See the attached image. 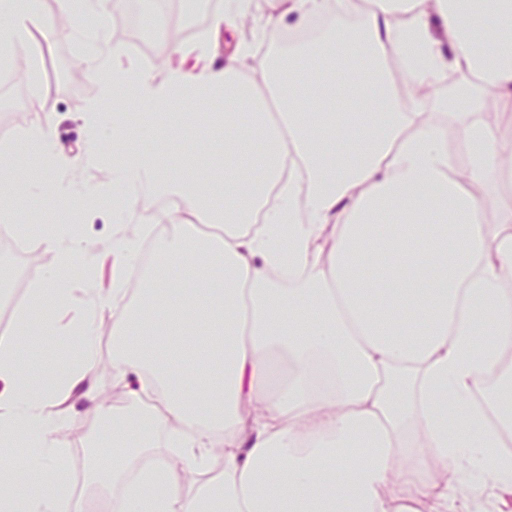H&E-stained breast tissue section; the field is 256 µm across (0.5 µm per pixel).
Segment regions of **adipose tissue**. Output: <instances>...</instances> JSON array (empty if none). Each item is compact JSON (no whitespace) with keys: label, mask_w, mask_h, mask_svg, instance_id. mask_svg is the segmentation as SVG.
I'll list each match as a JSON object with an SVG mask.
<instances>
[{"label":"adipose tissue","mask_w":512,"mask_h":512,"mask_svg":"<svg viewBox=\"0 0 512 512\" xmlns=\"http://www.w3.org/2000/svg\"><path fill=\"white\" fill-rule=\"evenodd\" d=\"M282 2L301 19L333 10L362 22L255 67L242 52L159 77L133 60L136 43L107 45L112 68L83 113L86 164L100 163L105 142L118 149L105 185L76 184L58 167L52 122L11 149L39 162L32 197L80 210L120 194L141 223L132 234L117 225L113 252L134 262L144 239L154 260L134 286L113 271L108 292L87 265L75 302L66 276L89 246L65 231L43 236L56 260L28 302L55 315L77 306L56 333L78 337L83 360L33 392L18 343L0 344V444L29 450L22 463L0 461V512H72L60 407L93 394L107 312L113 374L139 381L100 435L120 451L112 512H416L425 501L474 512L490 490L512 491V455L492 420L512 415V391L493 406L476 397L512 348L502 278L512 193L499 197L493 230L471 190L512 153V137L482 117L491 102L512 112V0ZM0 14L11 18L4 49L56 26L40 0H0ZM340 53L363 76L327 86L322 65ZM450 72L473 85L452 107L457 152L426 109ZM122 96L138 107L134 121L109 113ZM160 113L217 152L190 164L173 156ZM195 213L222 234L190 223ZM285 265L302 271L298 287H277ZM162 438L168 454L128 480L131 458ZM219 444L224 467L210 479ZM416 447L448 465L447 483L397 468ZM49 473L53 491L23 493Z\"/></svg>","instance_id":"1"}]
</instances>
